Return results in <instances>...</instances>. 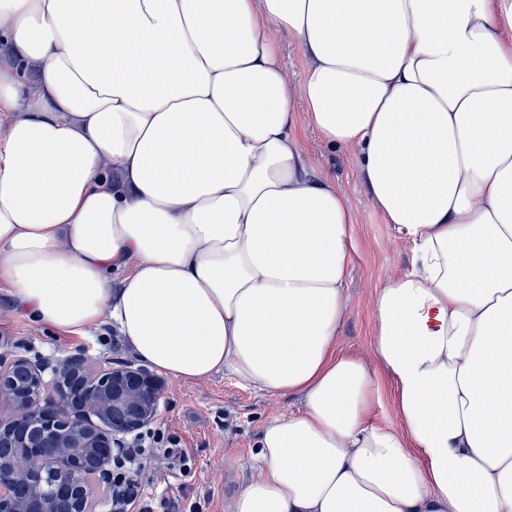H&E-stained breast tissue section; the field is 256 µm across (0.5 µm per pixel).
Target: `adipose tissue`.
<instances>
[{
    "label": "adipose tissue",
    "mask_w": 512,
    "mask_h": 512,
    "mask_svg": "<svg viewBox=\"0 0 512 512\" xmlns=\"http://www.w3.org/2000/svg\"><path fill=\"white\" fill-rule=\"evenodd\" d=\"M0 44V286L302 400L233 512H512V0H0ZM303 126L410 253L375 368L336 349L354 215ZM279 42L288 79L292 83H297L303 71L302 55L297 47L288 40V36L281 35ZM380 377V401L374 406V419L378 422L399 428L400 422L392 399V384L384 370H378Z\"/></svg>",
    "instance_id": "adipose-tissue-1"
}]
</instances>
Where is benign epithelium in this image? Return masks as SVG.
<instances>
[{
    "mask_svg": "<svg viewBox=\"0 0 512 512\" xmlns=\"http://www.w3.org/2000/svg\"><path fill=\"white\" fill-rule=\"evenodd\" d=\"M23 357L0 365V512H91L92 479L112 480L106 449L153 421L161 387L131 364L86 372L74 358L52 369Z\"/></svg>",
    "mask_w": 512,
    "mask_h": 512,
    "instance_id": "7a95c632",
    "label": "benign epithelium"
}]
</instances>
